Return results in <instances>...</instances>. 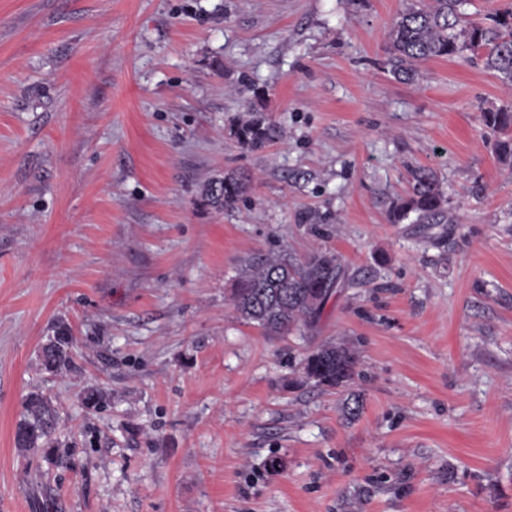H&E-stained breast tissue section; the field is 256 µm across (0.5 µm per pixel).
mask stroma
Listing matches in <instances>:
<instances>
[{
  "label": "stroma",
  "mask_w": 512,
  "mask_h": 512,
  "mask_svg": "<svg viewBox=\"0 0 512 512\" xmlns=\"http://www.w3.org/2000/svg\"><path fill=\"white\" fill-rule=\"evenodd\" d=\"M405 6L0 0V512H512V165L482 122L512 90L478 55L396 79ZM255 112L262 151L230 133ZM419 168L452 223H392ZM230 172L248 200L214 208ZM320 246L313 328L237 318L245 258ZM342 340L361 376L305 380ZM33 391L59 424L25 451ZM281 132L280 126L276 123L258 117L240 122L230 129L231 135L252 151L261 150L279 139L282 136ZM247 181V178L243 175L226 174L224 179L212 181L207 185L205 196L214 207L233 208L246 193ZM45 370L56 374H67L75 369L72 336L60 332L43 347Z\"/></svg>",
  "instance_id": "stroma-1"
}]
</instances>
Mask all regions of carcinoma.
<instances>
[{
  "label": "carcinoma",
  "mask_w": 512,
  "mask_h": 512,
  "mask_svg": "<svg viewBox=\"0 0 512 512\" xmlns=\"http://www.w3.org/2000/svg\"><path fill=\"white\" fill-rule=\"evenodd\" d=\"M469 0H431L415 3L403 11L389 33L388 65L403 80L417 75L416 64L435 58L465 57L467 52L485 50V68L496 72L502 84L512 88V5L497 11L486 22L469 19ZM486 128L504 134L512 129V108L503 106L482 114ZM231 135L246 148L257 151L281 137V128L263 118L240 122ZM247 178L226 174L209 183L207 200L229 209L247 191ZM449 198L437 175L427 169L413 176L411 194L397 203L391 214L394 223L412 219L414 224H450ZM339 255L318 249L303 259L287 251L256 255L241 266L229 301L238 318L261 328L269 336L308 328L321 314L326 302L342 281ZM45 370L67 374L75 369L72 336L60 332L43 350ZM358 351L348 342L319 345L302 362L303 377L316 385L336 388L356 373ZM59 417L52 402L40 393L30 394L17 424L16 444L23 450L43 448L57 429Z\"/></svg>",
  "instance_id": "cac0c4a2"
}]
</instances>
